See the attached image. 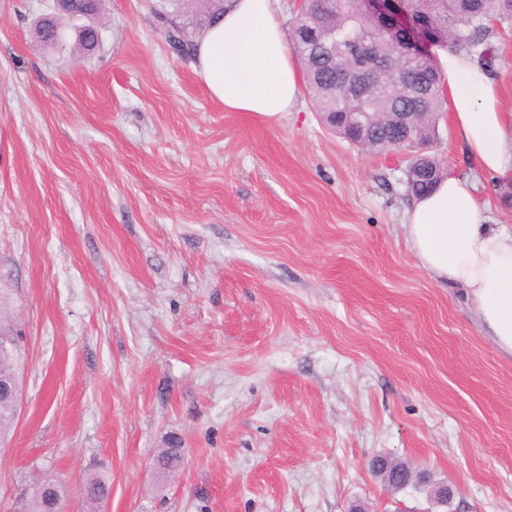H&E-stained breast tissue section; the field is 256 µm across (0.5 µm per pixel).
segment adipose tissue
I'll return each instance as SVG.
<instances>
[{
  "label": "adipose tissue",
  "instance_id": "ef3b65f1",
  "mask_svg": "<svg viewBox=\"0 0 512 512\" xmlns=\"http://www.w3.org/2000/svg\"><path fill=\"white\" fill-rule=\"evenodd\" d=\"M437 59L467 155L484 173L511 175L512 112L504 108L497 81L466 53L441 49ZM194 68L228 112L276 121L301 96L277 0H232L198 39ZM487 209L473 185L445 177L407 210L406 242L435 278L467 290L491 341L512 356V226L488 223Z\"/></svg>",
  "mask_w": 512,
  "mask_h": 512
}]
</instances>
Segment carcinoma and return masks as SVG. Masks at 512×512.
Wrapping results in <instances>:
<instances>
[{"instance_id":"obj_1","label":"carcinoma","mask_w":512,"mask_h":512,"mask_svg":"<svg viewBox=\"0 0 512 512\" xmlns=\"http://www.w3.org/2000/svg\"><path fill=\"white\" fill-rule=\"evenodd\" d=\"M167 2L175 13L191 10L199 15L192 29L175 22L168 29L170 43L186 56L194 51L200 31L222 18L229 4V0ZM406 8L425 17L436 34L424 62L405 71L404 78L419 89L407 101L394 93L390 77V47L381 35L374 36L368 43V52L376 60V68L369 77V95L362 96L350 77L346 58L342 56V42L366 29L354 4L348 0H319L308 16L295 17L292 22L291 50L302 66L304 84L314 111L338 114V136L355 146L363 140H371L377 144V151L383 154L399 137L395 123L384 113L412 112L416 129H428L438 122L445 96L435 50L465 51L490 71L495 60V49L489 41L493 28L512 27V0H407ZM103 10L104 0H76L73 9L63 12L71 23L78 18L87 21L89 37L78 36L73 51L80 54L90 51L91 38L100 35L95 20ZM344 112H368L370 116L364 124L355 126L342 116ZM408 169L413 171V175L407 180L406 189L413 197L426 194L445 175L444 165L435 157L422 161L413 156ZM4 375L18 377V362L14 348H5L0 340V377ZM16 413L17 406L1 396L0 432L11 425ZM86 485L89 504L106 497L109 492L107 480L100 475L87 478Z\"/></svg>"}]
</instances>
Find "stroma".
<instances>
[{"mask_svg": "<svg viewBox=\"0 0 512 512\" xmlns=\"http://www.w3.org/2000/svg\"><path fill=\"white\" fill-rule=\"evenodd\" d=\"M0 0V330L20 403L0 512H512V357L405 240V153L225 111L161 0H106L89 56ZM427 151L512 225L448 113ZM177 448L163 475L156 458ZM425 482L391 492L371 469ZM453 496L437 505L431 488Z\"/></svg>", "mask_w": 512, "mask_h": 512, "instance_id": "stroma-1", "label": "stroma"}]
</instances>
